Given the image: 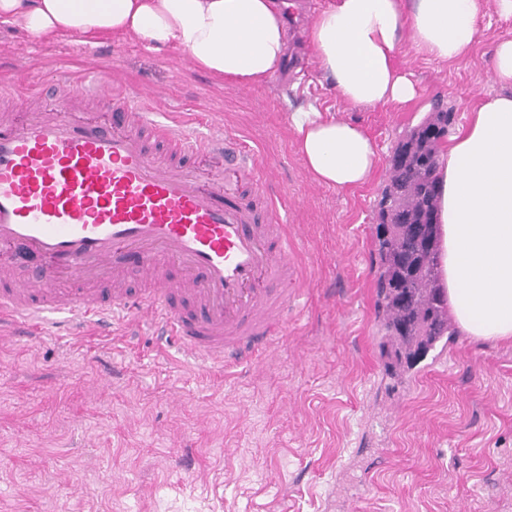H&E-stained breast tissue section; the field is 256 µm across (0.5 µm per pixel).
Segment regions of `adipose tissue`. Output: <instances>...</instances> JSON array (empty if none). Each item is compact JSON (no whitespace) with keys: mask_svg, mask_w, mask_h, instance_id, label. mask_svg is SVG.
Wrapping results in <instances>:
<instances>
[{"mask_svg":"<svg viewBox=\"0 0 512 512\" xmlns=\"http://www.w3.org/2000/svg\"><path fill=\"white\" fill-rule=\"evenodd\" d=\"M484 0H329L309 30L320 74L356 108L409 104L418 94L396 64L403 41L440 62L472 48ZM280 0H0V23L37 37L94 43L136 35L187 56L195 68L240 88L280 69L286 27ZM491 68L505 93L467 112L437 160L440 284L448 315L481 341H512V39L496 43ZM294 146L318 184L350 190L374 174V140L323 112L288 117Z\"/></svg>","mask_w":512,"mask_h":512,"instance_id":"1","label":"adipose tissue"}]
</instances>
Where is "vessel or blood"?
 <instances>
[{
  "instance_id": "b4317fda",
  "label": "vessel or blood",
  "mask_w": 512,
  "mask_h": 512,
  "mask_svg": "<svg viewBox=\"0 0 512 512\" xmlns=\"http://www.w3.org/2000/svg\"><path fill=\"white\" fill-rule=\"evenodd\" d=\"M27 66L0 70V90L24 87ZM54 107L0 118V316L70 334L105 320L157 325L202 365L263 363L285 336L297 264L279 198L237 139L190 132L142 111L143 87L77 89L60 77ZM112 105L102 125L75 118L83 98ZM223 155L206 180L197 155ZM138 269L146 287L89 294L84 283Z\"/></svg>"
}]
</instances>
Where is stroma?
Returning <instances> with one entry per match:
<instances>
[{"label":"stroma","instance_id":"35a3bbf8","mask_svg":"<svg viewBox=\"0 0 512 512\" xmlns=\"http://www.w3.org/2000/svg\"><path fill=\"white\" fill-rule=\"evenodd\" d=\"M288 81L221 84L174 51L124 36L45 40L0 23V68L26 61L14 111L49 99L58 72L84 88H153V112L243 140L266 167L307 279L288 334L260 365L208 374L138 336L0 334V512H512V342L453 336L403 381L381 353L374 279L375 207L396 138L435 102L457 114L501 93L490 68L512 19L486 5L474 47L453 63L403 44L420 92L411 105L349 107L307 45ZM315 107L374 139L372 179L347 191L311 180L293 145L291 112Z\"/></svg>","mask_w":512,"mask_h":512}]
</instances>
